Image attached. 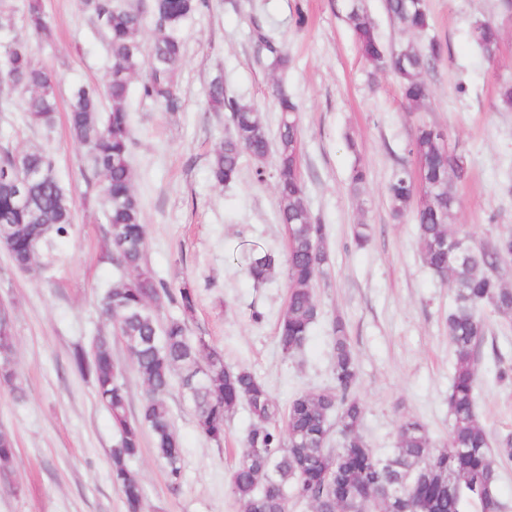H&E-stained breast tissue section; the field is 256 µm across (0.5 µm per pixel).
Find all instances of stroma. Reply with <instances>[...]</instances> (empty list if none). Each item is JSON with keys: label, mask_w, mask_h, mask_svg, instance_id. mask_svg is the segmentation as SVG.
I'll use <instances>...</instances> for the list:
<instances>
[{"label": "stroma", "mask_w": 512, "mask_h": 512, "mask_svg": "<svg viewBox=\"0 0 512 512\" xmlns=\"http://www.w3.org/2000/svg\"><path fill=\"white\" fill-rule=\"evenodd\" d=\"M42 4L54 39L37 46L36 60L54 81L58 110L49 128L28 125L18 110H0V147L48 149L74 212L68 236L44 246L38 273L19 271L0 247V301L12 313L25 389L20 400L0 386V429L15 441L13 459L0 466V512H127L111 477L119 434L91 377L73 362L76 347L111 337L128 415L138 416L144 386L100 309L119 276L99 259L108 230L106 206L66 117L72 90L103 85L112 57L107 35L79 0ZM348 4L207 0L180 29V108L168 112L144 99L142 77L131 85L130 163L146 226L147 266L168 288L186 284L195 291L189 336L221 349L228 365L252 370L283 407L298 393L332 386L331 325L342 319L360 367L362 433L376 453L385 454L397 447V428L409 419L425 424L436 444L447 442L454 354L447 333L451 285L426 267L412 219H393L384 188L398 168L414 166L408 144L416 125L442 127L469 173L457 186L461 205L454 230L484 245L512 235V112L502 110L497 98L500 83L512 81V11L501 0H427L434 32L448 51L426 76L429 100L408 112L399 79L359 53L345 21ZM299 9L307 16L300 28L294 24ZM479 21L501 30L495 58L472 40ZM258 27L287 52V69H271L254 38ZM218 76L229 95L256 107L268 134H276L280 121L274 82L300 108L299 171L313 218L328 226L331 265L314 290L319 321L291 357L277 343L288 296L285 265L261 286L245 273L250 250L280 260L287 253L274 190L276 158L259 163L243 157L234 183L213 182L211 157L228 132L223 113L208 104L210 82ZM357 165L367 180L355 189L350 174ZM360 222L369 234L362 248L352 239ZM256 310L263 314L258 323L252 319ZM487 325L477 409L498 439L512 434V380L497 377L500 368L512 365V318L492 313ZM166 400L181 444L182 479L170 485L151 436L143 435L129 468L143 488L144 512H241L229 484L253 422L248 408L239 406L228 417L217 443L198 430L178 389Z\"/></svg>", "instance_id": "1"}]
</instances>
